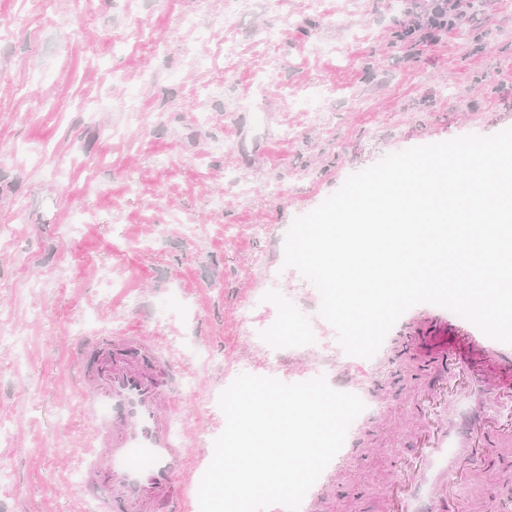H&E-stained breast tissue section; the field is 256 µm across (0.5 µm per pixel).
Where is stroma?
Here are the masks:
<instances>
[{"mask_svg":"<svg viewBox=\"0 0 512 512\" xmlns=\"http://www.w3.org/2000/svg\"><path fill=\"white\" fill-rule=\"evenodd\" d=\"M223 0H0V512H98L75 344L137 329L182 366L175 429L191 449L190 512L242 373L326 376L373 390L364 457H334L305 512H364L410 456L407 409L425 371L395 328L364 366L283 265L293 219L385 155L512 127V0L415 61H398L396 0H253L196 40ZM295 19L279 45L265 31ZM137 105L126 101L128 88ZM323 99L308 110L313 89ZM63 161L52 169L43 148ZM306 340H266L282 315Z\"/></svg>","mask_w":512,"mask_h":512,"instance_id":"stroma-1","label":"stroma"}]
</instances>
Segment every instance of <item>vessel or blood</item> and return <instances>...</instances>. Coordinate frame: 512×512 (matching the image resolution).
I'll list each match as a JSON object with an SVG mask.
<instances>
[{"mask_svg":"<svg viewBox=\"0 0 512 512\" xmlns=\"http://www.w3.org/2000/svg\"><path fill=\"white\" fill-rule=\"evenodd\" d=\"M416 341L430 366L413 405L417 452L397 461L374 512H456L459 489L472 485L491 503L489 474L512 468V420L487 417L483 396L512 395V352L441 322ZM76 350L94 445L84 460L86 483L109 491L99 512H186L192 435L171 427L181 400L175 356L127 332L93 337ZM463 393L469 408L449 416Z\"/></svg>","mask_w":512,"mask_h":512,"instance_id":"1","label":"vessel or blood"}]
</instances>
